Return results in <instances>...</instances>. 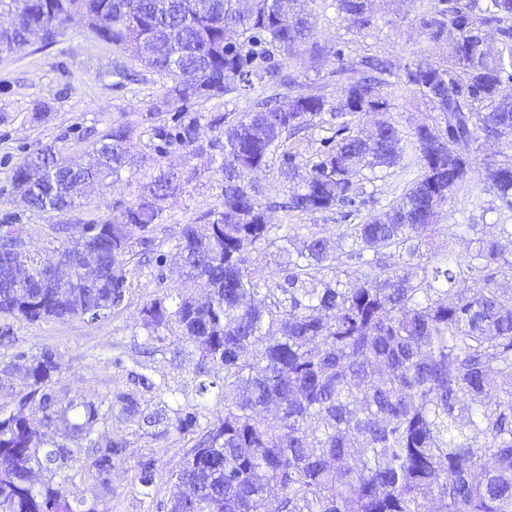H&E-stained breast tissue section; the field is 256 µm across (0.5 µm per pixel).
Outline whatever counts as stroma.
Wrapping results in <instances>:
<instances>
[{
  "label": "stroma",
  "mask_w": 512,
  "mask_h": 512,
  "mask_svg": "<svg viewBox=\"0 0 512 512\" xmlns=\"http://www.w3.org/2000/svg\"><path fill=\"white\" fill-rule=\"evenodd\" d=\"M316 17V37L347 54L377 55L395 67L422 60L437 63L447 49L424 41L407 0H386L368 36L345 31V24L324 0H312ZM252 84L211 98H195L184 103L170 95L172 82L144 62L124 53L89 32L80 17H73L53 44H33L0 55V224L24 225L29 238L39 248H49L50 217L17 203L12 187L16 164L27 153L52 145L63 159L83 162L96 135L112 125L133 129V164L122 177L94 197L90 206L64 216L74 224L97 215L118 212L138 193L143 169L142 157H151L160 166L174 170L183 179V188L162 201L163 222L153 233L146 261L133 264L131 281L123 304L96 320L41 321L0 319V332H8L10 344L0 345V361L20 352L35 354L53 350L59 370L53 392L60 404L93 400L99 420L92 438L99 444L124 440L126 461L109 474V490L101 505L107 512H166L169 478L179 469L184 453L194 443L193 436H156L135 431L118 417L113 398L118 392L133 391L129 371L145 374L154 382L177 387L190 380L198 356L193 348L173 355V340L157 344L142 325L143 304L162 293H177L181 281L177 273L176 243L181 227L198 223L216 209L223 197L224 180L218 165L224 152V126L220 115L238 120L255 111L258 104L284 97L287 87L274 86L264 77L269 55L263 46H254ZM303 92L336 94V61L328 57L311 64L306 55L284 59ZM196 116L199 139L190 148L173 138L176 121L183 112ZM409 175L394 167L378 171L364 189L372 195L374 211L386 210L406 190ZM265 201L274 205L269 216L274 224H296L301 234L316 232L335 237L342 218L333 212L303 214L278 209L287 193L277 168L261 179ZM155 460L154 495L141 499L134 467L137 462Z\"/></svg>",
  "instance_id": "stroma-1"
}]
</instances>
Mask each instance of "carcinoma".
<instances>
[{
	"label": "carcinoma",
	"instance_id": "cac0c4a2",
	"mask_svg": "<svg viewBox=\"0 0 512 512\" xmlns=\"http://www.w3.org/2000/svg\"><path fill=\"white\" fill-rule=\"evenodd\" d=\"M22 6L23 37L31 22L55 42L65 7L43 12L44 0ZM428 43L448 44L438 63L403 72L378 56L358 59L315 37L308 0H86L88 28L168 75L187 102L251 82L244 47L262 39L279 55L311 63L334 54L336 101L297 93L224 125L220 207L203 224H185L178 238L183 288L142 308L143 326L172 332L199 352L187 412L167 402L152 409L135 393L117 396L121 415L145 431L164 425L189 435L214 382L223 413L184 454L171 478L167 512H512V258L498 240L475 239L465 256L427 251L443 207L463 196L464 209L512 214V0H409ZM346 29H371L375 0H334ZM420 101L429 121L405 128L388 118L365 136L360 119L387 112L394 100ZM332 135L300 175L288 137L315 124ZM134 131L118 125L91 142L100 159L75 172L52 146L24 156L12 177L30 210L62 217L82 207L71 183L89 199L121 178L131 163ZM175 139L198 140L194 117ZM504 145L497 159H479L482 143ZM283 157L280 175L296 186L285 208L301 213L359 207L363 180L376 169L416 173L389 210L348 224L334 250L295 224H272L257 177ZM45 171L29 182L33 167ZM180 187L171 170L145 173L139 194L106 219L71 225L70 236L39 256L34 268L59 261L70 281L59 293L38 276L13 277L25 236L21 224L0 225V317L38 322L96 320L118 307L130 288L136 246L152 241L163 220L156 205ZM288 254L277 280L261 263ZM96 261L101 285L82 281ZM58 371L49 348L0 363V512H99L74 505L63 469L83 461L103 474L125 463L126 442L105 449L90 435L93 401L62 407L53 395ZM23 373L22 385L13 376ZM275 403L279 413L266 418ZM69 424L68 442L48 432ZM142 499L152 496L154 463L138 464Z\"/></svg>",
	"mask_w": 512,
	"mask_h": 512
}]
</instances>
